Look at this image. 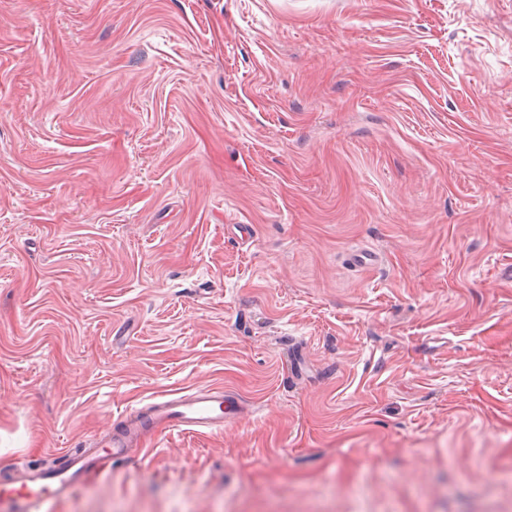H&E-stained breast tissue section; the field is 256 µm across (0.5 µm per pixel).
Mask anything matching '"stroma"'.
<instances>
[{"label":"stroma","instance_id":"1","mask_svg":"<svg viewBox=\"0 0 512 512\" xmlns=\"http://www.w3.org/2000/svg\"><path fill=\"white\" fill-rule=\"evenodd\" d=\"M202 386L46 512H512V0H0V471Z\"/></svg>","mask_w":512,"mask_h":512}]
</instances>
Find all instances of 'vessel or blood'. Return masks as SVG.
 Segmentation results:
<instances>
[{"instance_id": "vessel-or-blood-1", "label": "vessel or blood", "mask_w": 512, "mask_h": 512, "mask_svg": "<svg viewBox=\"0 0 512 512\" xmlns=\"http://www.w3.org/2000/svg\"><path fill=\"white\" fill-rule=\"evenodd\" d=\"M238 405L218 387L194 388L131 410L120 428L78 453L63 452V463L53 469L0 475V512H43L52 500L66 498L84 479L124 460L138 447L148 427H180L196 434L223 429Z\"/></svg>"}]
</instances>
